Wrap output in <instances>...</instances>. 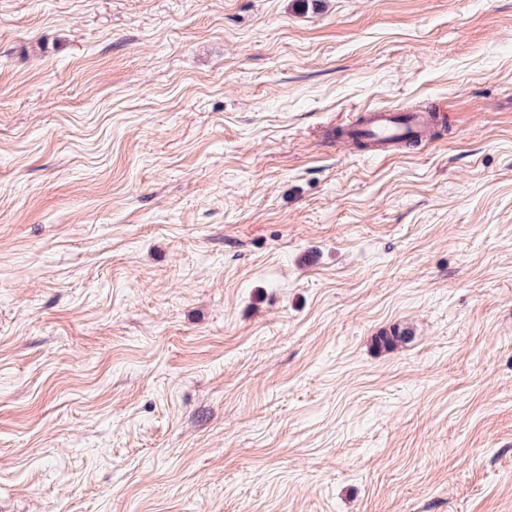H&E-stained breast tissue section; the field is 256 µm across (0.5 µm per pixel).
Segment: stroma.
Returning <instances> with one entry per match:
<instances>
[{"instance_id":"35a3bbf8","label":"stroma","mask_w":512,"mask_h":512,"mask_svg":"<svg viewBox=\"0 0 512 512\" xmlns=\"http://www.w3.org/2000/svg\"><path fill=\"white\" fill-rule=\"evenodd\" d=\"M0 512H512V0H0ZM441 119L432 110L397 113L385 109H366L359 120L342 125L340 134L349 140L365 138L374 141L383 150L409 140L421 141L430 131L433 120Z\"/></svg>"}]
</instances>
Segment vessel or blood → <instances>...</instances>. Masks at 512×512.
I'll return each mask as SVG.
<instances>
[{
    "instance_id": "b4317fda",
    "label": "vessel or blood",
    "mask_w": 512,
    "mask_h": 512,
    "mask_svg": "<svg viewBox=\"0 0 512 512\" xmlns=\"http://www.w3.org/2000/svg\"><path fill=\"white\" fill-rule=\"evenodd\" d=\"M436 118V112L430 110L397 113L370 108L365 110L358 121L342 126L340 134L350 140H372L382 150L409 140L425 139Z\"/></svg>"
}]
</instances>
